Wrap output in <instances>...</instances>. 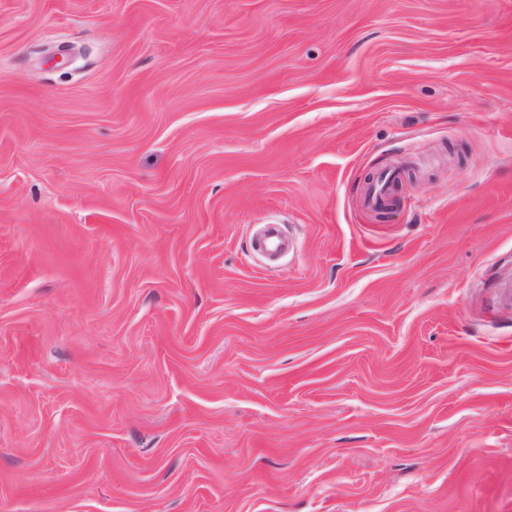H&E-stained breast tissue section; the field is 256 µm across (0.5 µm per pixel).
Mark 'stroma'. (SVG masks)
I'll use <instances>...</instances> for the list:
<instances>
[{"instance_id": "1", "label": "stroma", "mask_w": 512, "mask_h": 512, "mask_svg": "<svg viewBox=\"0 0 512 512\" xmlns=\"http://www.w3.org/2000/svg\"><path fill=\"white\" fill-rule=\"evenodd\" d=\"M0 512H512V0H0ZM397 178L398 173L396 170L380 173L378 178L366 190L364 206L367 209H373Z\"/></svg>"}]
</instances>
